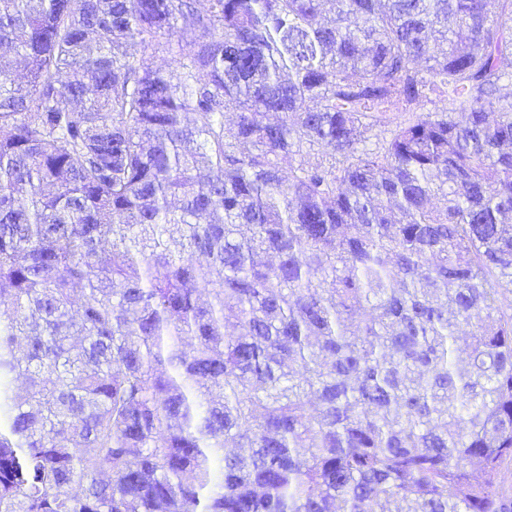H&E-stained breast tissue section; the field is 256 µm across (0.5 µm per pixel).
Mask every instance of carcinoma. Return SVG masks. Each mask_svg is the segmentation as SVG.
<instances>
[{
  "instance_id": "1",
  "label": "carcinoma",
  "mask_w": 512,
  "mask_h": 512,
  "mask_svg": "<svg viewBox=\"0 0 512 512\" xmlns=\"http://www.w3.org/2000/svg\"><path fill=\"white\" fill-rule=\"evenodd\" d=\"M335 2L0 0V512H512V0Z\"/></svg>"
}]
</instances>
